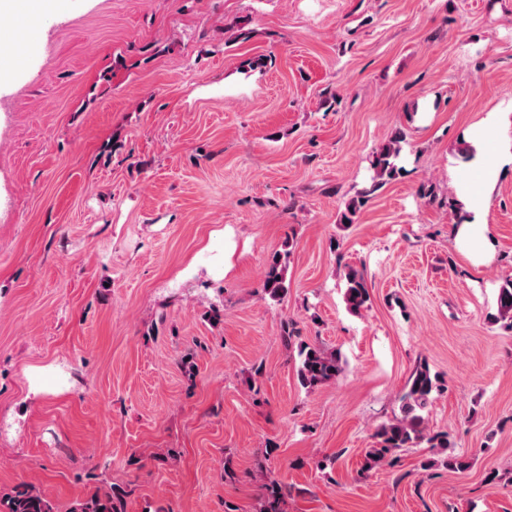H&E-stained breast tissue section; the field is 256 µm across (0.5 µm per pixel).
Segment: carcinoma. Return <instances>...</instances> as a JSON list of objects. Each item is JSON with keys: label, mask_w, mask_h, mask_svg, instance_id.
<instances>
[{"label": "carcinoma", "mask_w": 512, "mask_h": 512, "mask_svg": "<svg viewBox=\"0 0 512 512\" xmlns=\"http://www.w3.org/2000/svg\"><path fill=\"white\" fill-rule=\"evenodd\" d=\"M404 141L402 133L395 134L387 144L376 152L371 166L374 170L371 187L356 200L350 202L346 212L341 215L340 223H354L357 213L366 198L375 189L396 179L402 168L396 164ZM288 254L276 253L272 256L265 274L263 288L273 299L281 300L288 293L286 278ZM345 300L349 309L359 311L370 300L365 279L356 271L348 273V288ZM493 320L503 321L512 329V279L506 280L499 288L498 315ZM299 366L297 376L305 388H314L336 380L341 372V358L336 351L302 342L298 346ZM440 391L439 378L431 374L428 365L423 364L415 370L408 380V390L402 397L401 416L381 424L375 437L378 444L369 448L365 454L364 469L369 471L377 466H392L400 458V453L420 445L424 440L437 441L440 448L448 447L447 437L426 438L424 412L428 411L433 393ZM262 484L263 495L258 512H285V492L283 486L274 478L266 475ZM0 512H56L53 502L41 492L20 485L12 492L0 495ZM69 512H126L125 495L114 487L99 489L87 499L70 508Z\"/></svg>", "instance_id": "cac0c4a2"}]
</instances>
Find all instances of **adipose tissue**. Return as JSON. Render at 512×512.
I'll list each match as a JSON object with an SVG mask.
<instances>
[{
	"mask_svg": "<svg viewBox=\"0 0 512 512\" xmlns=\"http://www.w3.org/2000/svg\"><path fill=\"white\" fill-rule=\"evenodd\" d=\"M56 13V0H0V45L10 46L25 32L32 17ZM467 165L475 182L456 183L457 202L465 213L464 223L452 229L455 247L474 265L487 258L488 202L503 176L512 172V113L490 112L470 126L464 146Z\"/></svg>",
	"mask_w": 512,
	"mask_h": 512,
	"instance_id": "1",
	"label": "adipose tissue"
}]
</instances>
